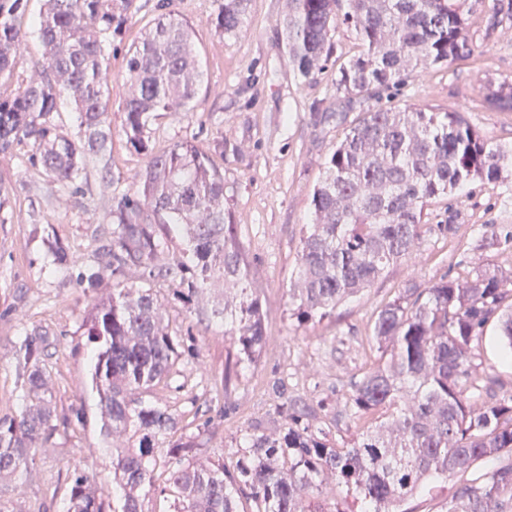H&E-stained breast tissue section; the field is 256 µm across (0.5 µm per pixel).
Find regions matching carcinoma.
<instances>
[{
  "instance_id": "1",
  "label": "carcinoma",
  "mask_w": 512,
  "mask_h": 512,
  "mask_svg": "<svg viewBox=\"0 0 512 512\" xmlns=\"http://www.w3.org/2000/svg\"><path fill=\"white\" fill-rule=\"evenodd\" d=\"M160 0V15L130 51V94L124 132L130 146L148 154L138 191L108 215L112 298L92 308L87 341L98 348L92 382L104 440L129 436L133 444L105 449L119 490L107 507L84 471L73 469L68 512H144L149 493L174 497V512H344L329 504L324 480L332 477L359 503V512H407L401 505L425 484L474 462L512 453V394L479 408L468 403L472 345L493 318L505 356L512 360V304L497 270L469 282L442 281L426 292L406 288L377 315L373 336L380 356L355 384L351 403L366 415L391 409L387 420L350 448L321 439L294 414L277 439L247 434L249 463L231 471L224 457L192 462L191 442L168 443L178 419L146 399L168 380L179 338L160 311L152 284L178 283L174 299L194 303L224 283L225 333L241 358L251 361L265 344L258 297L236 243V225L224 212V177L209 153L193 141L161 152L146 134L158 112L195 107L198 62L190 25ZM248 0H224L218 30L233 35L245 23ZM288 0L282 22L288 63L303 75L319 70L331 54L329 34L338 24L354 28L361 52L341 68L338 85L349 93L388 88L418 68L442 66L471 54L469 19L479 0ZM25 0H0V76L11 73L25 34L18 21ZM134 0H47L36 21L44 47V72L11 96L0 95V153L24 141L35 148L33 166L53 184L82 177L87 158L109 150L106 94L110 70L105 45L132 19ZM486 100L512 110V81L488 84ZM68 100L78 114L76 134L58 132L51 120ZM512 166V147L482 138L460 112H425L386 106L363 113L350 126L314 189L312 222L298 258L299 322L324 317L342 299L369 287L393 262L420 244L425 206L468 182H493ZM178 234L187 249L170 253ZM135 270L143 288H126ZM41 344H25L26 406L0 423V477L22 472L30 451L53 430L52 395L39 362ZM167 473L164 486L153 472ZM440 512H512V460L480 484H463Z\"/></svg>"
}]
</instances>
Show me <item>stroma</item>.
Returning a JSON list of instances; mask_svg holds the SVG:
<instances>
[{
	"label": "stroma",
	"mask_w": 512,
	"mask_h": 512,
	"mask_svg": "<svg viewBox=\"0 0 512 512\" xmlns=\"http://www.w3.org/2000/svg\"><path fill=\"white\" fill-rule=\"evenodd\" d=\"M159 0H135L138 11L121 37L107 43L112 71L108 120L112 151L90 157L78 190L48 183L31 164L33 146L0 154V421L22 410L19 364L27 335L41 334L40 366L52 393L51 437L35 448L26 472L0 480V503L10 512H67L73 469L88 471L98 495L112 498V463L101 449L98 398L92 388L93 350L84 336L91 301L112 296V271L99 247L110 236L104 218L139 187L147 157L127 142L123 112L130 92L126 54L152 27ZM223 0H174L173 9L193 29L201 82L189 112H163L152 122L149 148L183 140L211 151L224 176V207L257 295L267 341L247 368L236 367L234 340L222 302L208 291L192 306L173 299L170 283L153 288L170 330L183 339L180 358L153 399L179 418L178 434L193 438V460L223 456L235 469L245 433L272 438L290 407L312 431L336 447L350 446L366 422L354 413L352 386L379 357L372 334L377 312L404 289H427L444 280L474 278L485 269L512 273V246L485 242L487 225L512 233V171L495 182L474 183L432 201L421 244L390 264L370 288L337 304L324 318L298 324L290 290L301 240L311 221L310 201L337 143L362 112L393 102L429 112H459L480 136L512 144V111L485 101V86L512 79V0H483L470 18L473 52L442 67L420 70L404 84L348 96L339 69L360 49L354 30L329 35L332 55L324 69L301 75L288 64L282 38L287 0H248L241 32L227 35L213 20ZM45 0H28L20 20L25 44L0 94L13 95L42 69L43 47L34 24ZM74 261L58 263L54 247ZM98 273L97 285L87 277ZM470 401L474 405L512 393L496 321L473 345ZM492 391H485L487 380ZM501 463L483 459L409 499V512H438L456 488L484 480Z\"/></svg>",
	"instance_id": "1"
}]
</instances>
